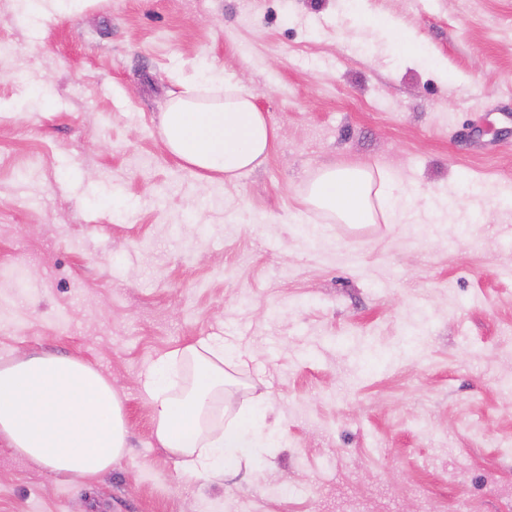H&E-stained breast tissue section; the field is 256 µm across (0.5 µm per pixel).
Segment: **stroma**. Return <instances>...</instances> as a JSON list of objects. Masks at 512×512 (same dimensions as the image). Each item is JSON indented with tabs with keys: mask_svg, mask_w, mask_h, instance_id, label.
<instances>
[{
	"mask_svg": "<svg viewBox=\"0 0 512 512\" xmlns=\"http://www.w3.org/2000/svg\"><path fill=\"white\" fill-rule=\"evenodd\" d=\"M0 363L73 357L127 448L86 480L0 441V512H512V0H0ZM279 138L236 181L160 115L203 69ZM403 207L305 201L327 165ZM206 336L277 444L215 480L156 441L150 366ZM35 5V15L40 19H48L55 12H71L78 0H28ZM374 200L377 201L374 204ZM381 181L376 187L373 171L360 165H331L323 167L311 180L307 200L317 210L337 223L359 226L375 224L377 210L382 217L399 209Z\"/></svg>",
	"mask_w": 512,
	"mask_h": 512,
	"instance_id": "35a3bbf8",
	"label": "stroma"
}]
</instances>
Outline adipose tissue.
Returning a JSON list of instances; mask_svg holds the SVG:
<instances>
[{"label": "adipose tissue", "mask_w": 512, "mask_h": 512, "mask_svg": "<svg viewBox=\"0 0 512 512\" xmlns=\"http://www.w3.org/2000/svg\"><path fill=\"white\" fill-rule=\"evenodd\" d=\"M161 133L187 165L237 178L262 164L276 130L250 95L228 85L220 98L194 89L174 97ZM307 200L338 223H375L397 211L372 170L360 165L323 167ZM224 340L208 337L169 352L148 370L143 391L152 405L156 441L188 471L214 478L244 456L268 453L274 435L262 420L220 425L213 411L224 392ZM189 370L175 391L172 377ZM127 429L112 383L78 359L50 355L0 365V440L60 474L91 480L111 469L126 445Z\"/></svg>", "instance_id": "adipose-tissue-1"}]
</instances>
